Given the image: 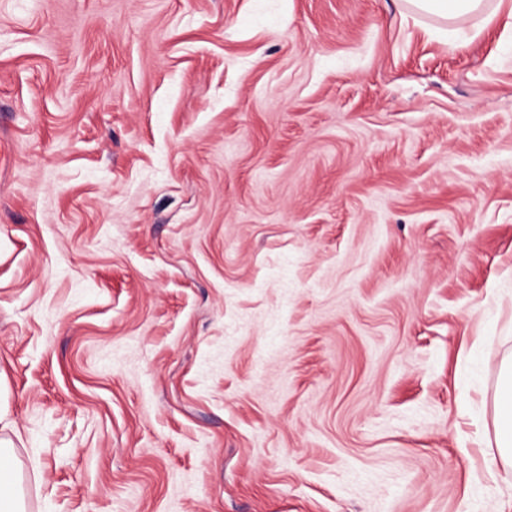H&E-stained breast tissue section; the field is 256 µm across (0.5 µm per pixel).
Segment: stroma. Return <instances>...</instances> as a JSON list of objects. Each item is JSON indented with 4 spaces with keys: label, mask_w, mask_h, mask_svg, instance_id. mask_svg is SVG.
I'll use <instances>...</instances> for the list:
<instances>
[{
    "label": "stroma",
    "mask_w": 512,
    "mask_h": 512,
    "mask_svg": "<svg viewBox=\"0 0 512 512\" xmlns=\"http://www.w3.org/2000/svg\"><path fill=\"white\" fill-rule=\"evenodd\" d=\"M507 20L0 0L28 512H512ZM494 430L497 454L488 458L490 474L512 477V357L502 364L494 397Z\"/></svg>",
    "instance_id": "35a3bbf8"
}]
</instances>
